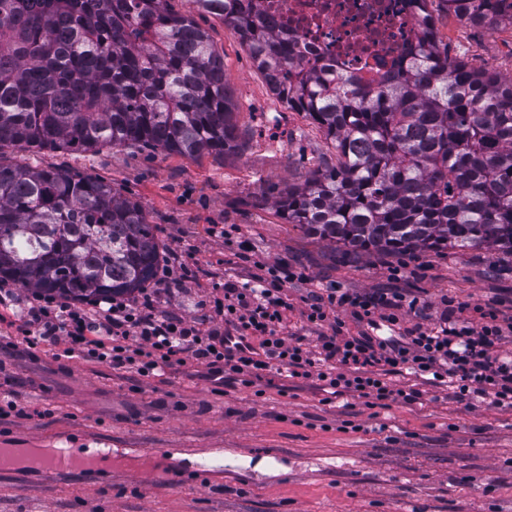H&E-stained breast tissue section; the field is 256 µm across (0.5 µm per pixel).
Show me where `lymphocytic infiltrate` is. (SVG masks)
I'll return each mask as SVG.
<instances>
[{
	"mask_svg": "<svg viewBox=\"0 0 512 512\" xmlns=\"http://www.w3.org/2000/svg\"><path fill=\"white\" fill-rule=\"evenodd\" d=\"M305 278L298 270L265 266L245 282L219 284L201 301L202 315L193 321L159 310L152 292L136 300L115 295L76 306L46 292L24 296L0 281V324L27 348L58 350L140 377H164L192 359L227 369L244 382L272 361L289 376L317 377L335 396L383 408L393 401H419V390L396 389L389 380L390 374L406 370L450 389L458 401L487 400L512 408V356L500 350L512 337V316L481 307L477 318L461 319L447 297L435 327L419 322L408 327L404 315L417 312L418 300L405 289L361 294L324 288L304 299L306 322L330 328L310 343L285 332L289 303L284 286ZM342 311L365 324L366 332L349 335L338 317ZM383 327L388 336H380ZM229 330L246 342L259 339L266 359H256L248 344L238 353L226 349Z\"/></svg>",
	"mask_w": 512,
	"mask_h": 512,
	"instance_id": "lymphocytic-infiltrate-1",
	"label": "lymphocytic infiltrate"
}]
</instances>
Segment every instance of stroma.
Returning <instances> with one entry per match:
<instances>
[{"label": "stroma", "instance_id": "1", "mask_svg": "<svg viewBox=\"0 0 512 512\" xmlns=\"http://www.w3.org/2000/svg\"><path fill=\"white\" fill-rule=\"evenodd\" d=\"M191 16L224 56L239 140L236 151L188 159L152 148L0 151V163L58 168L110 183L137 203L164 246L194 279L171 283L160 307L200 317L198 300L214 282L243 280L255 263H285L305 282L288 286L286 330L315 340L301 312L309 292L333 284L355 292L393 285L411 289L438 318L444 298L512 314V256L490 249L386 254L345 253L304 233L275 201L317 167L335 165L325 131L270 91L236 32L193 0H169ZM437 38L450 56L512 81V25L488 29L459 21L446 0H428ZM232 224L251 250L241 262L215 235ZM195 363L163 379L124 378L109 365L52 352L0 351V400L34 408L31 417L0 418L18 447L56 445L59 428H76L133 444L154 457L127 460L123 484L109 489L75 475L22 493L0 480V512H512V410L468 407L422 385L421 401L377 410L362 400L345 408L317 379L277 369L245 387L205 378ZM218 444L227 484L183 481L193 449Z\"/></svg>", "mask_w": 512, "mask_h": 512}]
</instances>
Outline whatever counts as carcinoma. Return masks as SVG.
<instances>
[{
    "label": "carcinoma",
    "mask_w": 512,
    "mask_h": 512,
    "mask_svg": "<svg viewBox=\"0 0 512 512\" xmlns=\"http://www.w3.org/2000/svg\"><path fill=\"white\" fill-rule=\"evenodd\" d=\"M168 0H0V150L236 149L224 57ZM238 34L271 91L323 128L336 165L277 200L347 253L489 248L512 255V82L448 56L427 0L407 66L368 82L301 64L256 0H196ZM448 0L475 26L512 23ZM163 246L112 185L0 164V278L81 301L146 288Z\"/></svg>",
    "instance_id": "1"
}]
</instances>
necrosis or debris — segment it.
Segmentation results:
<instances>
[{"label":"necrosis or debris","mask_w":512,"mask_h":512,"mask_svg":"<svg viewBox=\"0 0 512 512\" xmlns=\"http://www.w3.org/2000/svg\"><path fill=\"white\" fill-rule=\"evenodd\" d=\"M258 6L307 59L368 78L405 66L417 41L413 0H259Z\"/></svg>","instance_id":"4bbe7bcc"}]
</instances>
